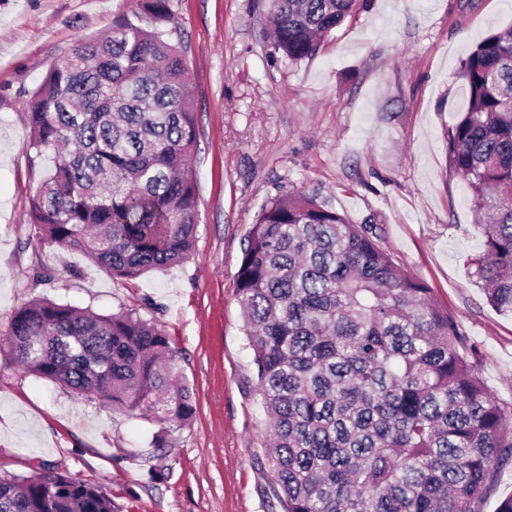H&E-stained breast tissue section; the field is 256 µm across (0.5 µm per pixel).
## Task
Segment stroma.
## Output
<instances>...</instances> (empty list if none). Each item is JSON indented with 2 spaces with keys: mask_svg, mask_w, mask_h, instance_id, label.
<instances>
[{
  "mask_svg": "<svg viewBox=\"0 0 512 512\" xmlns=\"http://www.w3.org/2000/svg\"><path fill=\"white\" fill-rule=\"evenodd\" d=\"M199 129L192 165L200 222L178 266L117 279L81 252L41 247L32 199L51 162L26 148L27 101L77 38L144 0H0V334L21 304L47 298L101 315L154 319L177 351L194 419L160 425L25 372L0 349V476L51 469L98 486L118 512H284L265 449L236 277L268 198L318 195L351 222L382 225L396 264L424 281L479 350L477 369L512 406V318L468 274L483 251L447 131L466 99L455 74L488 35L512 26V0H366L319 51L271 56L268 0H170ZM56 271L37 281L39 269Z\"/></svg>",
  "mask_w": 512,
  "mask_h": 512,
  "instance_id": "35a3bbf8",
  "label": "stroma"
}]
</instances>
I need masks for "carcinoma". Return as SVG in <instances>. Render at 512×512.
<instances>
[{
	"instance_id": "obj_1",
	"label": "carcinoma",
	"mask_w": 512,
	"mask_h": 512,
	"mask_svg": "<svg viewBox=\"0 0 512 512\" xmlns=\"http://www.w3.org/2000/svg\"><path fill=\"white\" fill-rule=\"evenodd\" d=\"M360 0H271L272 52L313 56ZM123 17L55 60L27 104L26 147L53 168L33 200L40 244L81 251L116 278L186 260L199 223L198 139L181 48ZM467 111L448 168L475 204L484 250L470 275L512 317V29L462 62ZM380 224H353L316 194L266 201L236 292L285 512H479L512 457V410L482 381L477 347L431 289L400 269ZM24 370L128 413L185 425L196 413L170 339L134 310L100 315L48 299L0 339ZM0 512H116L99 487L56 472L0 477Z\"/></svg>"
}]
</instances>
